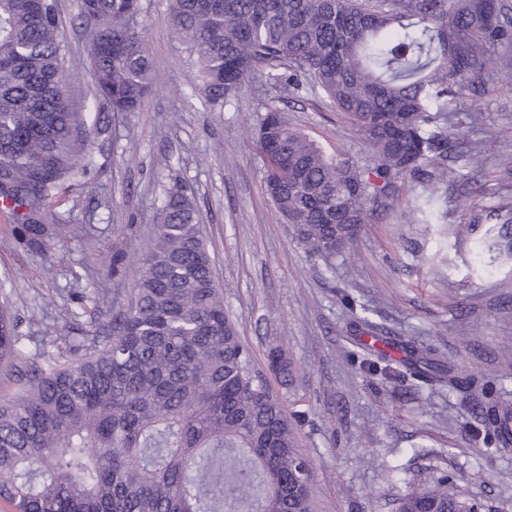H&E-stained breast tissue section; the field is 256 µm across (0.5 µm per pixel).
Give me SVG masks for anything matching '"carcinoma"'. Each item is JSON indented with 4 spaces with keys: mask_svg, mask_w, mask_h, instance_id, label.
Returning <instances> with one entry per match:
<instances>
[{
    "mask_svg": "<svg viewBox=\"0 0 512 512\" xmlns=\"http://www.w3.org/2000/svg\"><path fill=\"white\" fill-rule=\"evenodd\" d=\"M141 0H79L99 49L90 50L94 108L73 111L62 86L65 44L58 0H0V199L21 235L46 234L41 203L88 170L75 147L99 104L137 112L156 90L152 60L134 25ZM167 23L197 67V88L221 112L252 76L275 85L306 78L311 91L349 116L370 153L360 166L327 157L269 106L256 129L265 187L307 252L331 257L399 181L418 173L448 182L462 143L449 113L488 90L489 69L511 71L509 0H168ZM285 69L280 74L278 70ZM488 266L512 261V203L458 224ZM125 309L100 331L86 327V353L24 360L0 310V368L18 393L0 401V499L14 512H311L314 484L298 473L297 425L257 370L224 313L214 261L195 209L168 194L150 249L132 272ZM364 345L385 377L420 376L455 390L418 353L401 359ZM268 364L294 384L278 347ZM485 434L512 440V405L482 411ZM398 512H478L446 476L405 494Z\"/></svg>",
    "mask_w": 512,
    "mask_h": 512,
    "instance_id": "1",
    "label": "carcinoma"
}]
</instances>
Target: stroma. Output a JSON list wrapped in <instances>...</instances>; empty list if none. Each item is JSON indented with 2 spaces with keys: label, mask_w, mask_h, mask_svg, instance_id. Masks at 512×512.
Segmentation results:
<instances>
[{
  "label": "stroma",
  "mask_w": 512,
  "mask_h": 512,
  "mask_svg": "<svg viewBox=\"0 0 512 512\" xmlns=\"http://www.w3.org/2000/svg\"><path fill=\"white\" fill-rule=\"evenodd\" d=\"M137 23L158 90L137 112H101L88 129L93 163L73 186L44 200L48 233L28 245L0 205V302H6L27 358H67L82 341L81 313L122 310L130 280L112 276L114 251L136 266L148 249L163 198L192 197L214 257L224 310L266 369L271 346L293 362L307 415L301 455L314 474L313 512H396L411 489L448 475L480 512H512V445L473 437L480 408L512 403V264L485 271L474 247L450 234L478 207L512 201V79L452 115L458 136L478 145L485 165L460 156L457 176L431 187L401 183L388 210L360 225L344 252L309 254L265 192L255 127L267 106L285 113L327 155L364 162L352 121L306 88L280 91L246 81L223 111L194 93L196 67L171 34L168 0H142ZM60 35L76 66H65L73 109L86 111L94 77L84 62L92 31L78 0H59ZM483 197H474V186ZM439 214L426 221L429 193ZM350 301H343V294ZM367 318L383 335L434 350L468 375L456 390L408 379L385 380L362 368L352 342ZM402 463L396 477L388 467Z\"/></svg>",
  "instance_id": "stroma-1"
}]
</instances>
